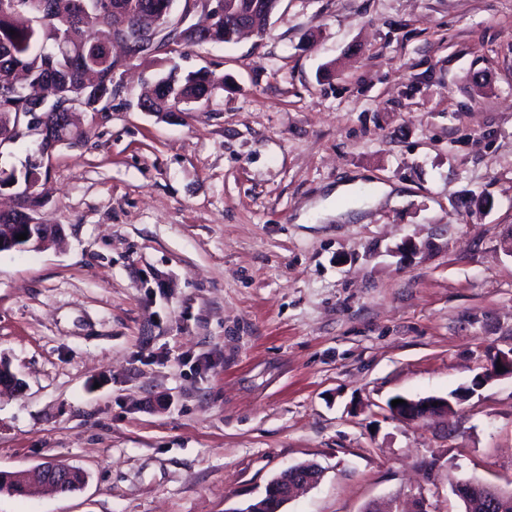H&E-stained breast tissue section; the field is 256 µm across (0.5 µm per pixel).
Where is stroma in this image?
Here are the masks:
<instances>
[{"label": "stroma", "instance_id": "obj_1", "mask_svg": "<svg viewBox=\"0 0 512 512\" xmlns=\"http://www.w3.org/2000/svg\"><path fill=\"white\" fill-rule=\"evenodd\" d=\"M180 65L223 88L143 112L168 58L130 60L35 187L62 244L0 252V471L87 474L0 512H241L308 461L281 512L512 488V378L474 383L512 352V0H282ZM395 399L404 400V404L392 407L391 401ZM435 402H438V405L432 406ZM424 404H427V407H424ZM448 404L452 406L448 398L444 397L429 396L415 399L398 396L388 402L387 409L391 416L403 421L441 419L448 417Z\"/></svg>", "mask_w": 512, "mask_h": 512}]
</instances>
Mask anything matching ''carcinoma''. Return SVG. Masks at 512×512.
I'll list each match as a JSON object with an SVG mask.
<instances>
[{
	"mask_svg": "<svg viewBox=\"0 0 512 512\" xmlns=\"http://www.w3.org/2000/svg\"><path fill=\"white\" fill-rule=\"evenodd\" d=\"M175 0H7L0 5V84L13 87L14 107H0V136L14 144L21 137L12 134L15 113L29 111L32 97L53 98L71 89L93 87L112 96L109 73L112 54L109 48L95 42L96 31L110 29L118 23H128L135 29L144 19L159 26L171 15ZM254 0H226L229 14L214 21L207 34H194L190 27L178 32L168 31L155 43L145 45L130 36L128 53L134 58L154 57L167 51L171 43L192 48L203 44H233L236 33L230 27L237 12L250 14L254 31L262 33L266 15L252 10ZM218 88L205 71H181L178 65L155 82L152 94L145 102L153 112H170L182 102L186 105L209 101ZM54 133L77 143L85 132L77 120ZM42 167L28 160L21 172L0 171V185L21 187L17 192L19 207L34 211L42 201L34 191Z\"/></svg>",
	"mask_w": 512,
	"mask_h": 512,
	"instance_id": "1",
	"label": "carcinoma"
}]
</instances>
